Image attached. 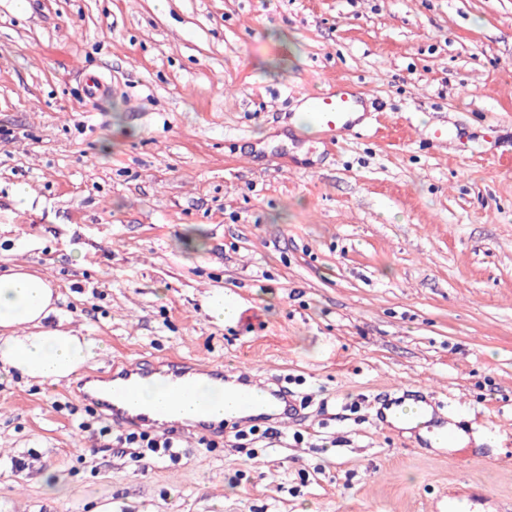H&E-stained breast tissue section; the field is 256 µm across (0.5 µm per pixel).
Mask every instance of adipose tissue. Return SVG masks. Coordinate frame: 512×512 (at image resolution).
<instances>
[{
    "label": "adipose tissue",
    "instance_id": "obj_1",
    "mask_svg": "<svg viewBox=\"0 0 512 512\" xmlns=\"http://www.w3.org/2000/svg\"><path fill=\"white\" fill-rule=\"evenodd\" d=\"M58 299L53 282L25 266L0 273V376L57 384L98 355L94 337L55 324Z\"/></svg>",
    "mask_w": 512,
    "mask_h": 512
}]
</instances>
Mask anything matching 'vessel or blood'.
Listing matches in <instances>:
<instances>
[{
  "label": "vessel or blood",
  "instance_id": "1",
  "mask_svg": "<svg viewBox=\"0 0 512 512\" xmlns=\"http://www.w3.org/2000/svg\"><path fill=\"white\" fill-rule=\"evenodd\" d=\"M305 109L310 112L316 134L326 145L334 147L349 136L362 134L355 112L365 106L359 89L350 83H331L318 93L304 95ZM228 385L234 400L228 418L208 415H181L180 402L192 397L197 381ZM146 381L164 383L171 393L170 403L145 408L136 401L139 386ZM71 390L81 401L102 411L120 428L139 431H162L176 437L187 435L214 436L223 433L225 421L243 425L296 423L300 408L289 395L258 376L222 366L180 357H167L151 363L121 360L110 368L81 373ZM413 414V430L422 447H437L439 441L456 442L466 433L460 419L446 414L443 406L424 391L395 388L392 398L376 410L379 422L400 418L404 412Z\"/></svg>",
  "mask_w": 512,
  "mask_h": 512
}]
</instances>
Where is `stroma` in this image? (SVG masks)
<instances>
[{"label":"stroma","instance_id":"1","mask_svg":"<svg viewBox=\"0 0 512 512\" xmlns=\"http://www.w3.org/2000/svg\"><path fill=\"white\" fill-rule=\"evenodd\" d=\"M336 79L375 132L329 149L301 96ZM502 153L512 0H0V268L53 280L91 369L180 355L304 403L139 461L79 430L69 382L2 377L0 512H512ZM400 386L458 400L466 446L379 425Z\"/></svg>","mask_w":512,"mask_h":512}]
</instances>
